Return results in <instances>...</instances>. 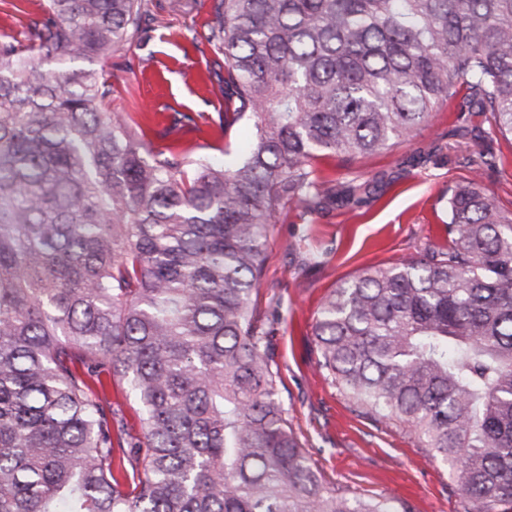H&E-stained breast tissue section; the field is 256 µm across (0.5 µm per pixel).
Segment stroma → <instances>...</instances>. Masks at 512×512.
<instances>
[{
  "mask_svg": "<svg viewBox=\"0 0 512 512\" xmlns=\"http://www.w3.org/2000/svg\"><path fill=\"white\" fill-rule=\"evenodd\" d=\"M158 21L142 39L120 47L97 63L112 83L113 112L160 129L174 112L196 115L201 131L183 145L213 140L212 124L223 105L213 94L216 55L198 38L212 0H191L183 12L177 0H160ZM46 0H0V37L24 38L42 16ZM471 124L456 106L433 113L412 142L346 162L329 155L317 176L337 197L327 210L301 217L285 207L267 243V261L257 310L272 334V355L280 371L277 391L312 464L326 480L350 494L392 501L402 512H459L456 484L448 468L430 459L399 424H380L361 415L317 372L312 326L321 303L344 280L385 268L417 254L424 244L447 242L448 191L472 178L452 138L466 140ZM498 166L484 170L481 183L512 212V142L487 140ZM369 192L346 201L352 179ZM107 399L124 422L123 436L142 434L139 406L126 380L103 373Z\"/></svg>",
  "mask_w": 512,
  "mask_h": 512,
  "instance_id": "35a3bbf8",
  "label": "stroma"
}]
</instances>
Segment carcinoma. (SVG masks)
<instances>
[{
    "instance_id": "obj_1",
    "label": "carcinoma",
    "mask_w": 512,
    "mask_h": 512,
    "mask_svg": "<svg viewBox=\"0 0 512 512\" xmlns=\"http://www.w3.org/2000/svg\"><path fill=\"white\" fill-rule=\"evenodd\" d=\"M154 0H47L0 39V512H397L311 464L254 303L272 224L336 199L345 161L408 141L445 103L512 139V0H214L203 39L231 164L176 112L156 144L93 68ZM469 164H494L477 139ZM448 244L343 281L312 336L362 414L448 465L462 512L512 503V213L473 179ZM143 438L116 456L101 371ZM101 377L108 383L107 399L112 407V411L123 418V437L130 441L132 438L141 436L142 428L139 406L129 392L127 380L112 377V375L107 372H103ZM110 379H112V384Z\"/></svg>"
}]
</instances>
